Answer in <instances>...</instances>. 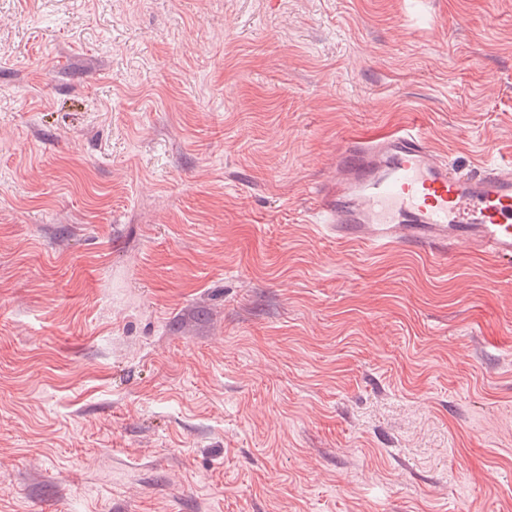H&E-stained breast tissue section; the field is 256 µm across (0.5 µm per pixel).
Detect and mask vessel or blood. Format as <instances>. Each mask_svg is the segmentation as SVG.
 <instances>
[{
  "label": "vessel or blood",
  "instance_id": "1",
  "mask_svg": "<svg viewBox=\"0 0 512 512\" xmlns=\"http://www.w3.org/2000/svg\"><path fill=\"white\" fill-rule=\"evenodd\" d=\"M326 233L374 249L455 246L512 260V157L475 170L442 160L417 126L347 137L317 187Z\"/></svg>",
  "mask_w": 512,
  "mask_h": 512
}]
</instances>
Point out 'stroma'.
<instances>
[{"label": "stroma", "mask_w": 512, "mask_h": 512, "mask_svg": "<svg viewBox=\"0 0 512 512\" xmlns=\"http://www.w3.org/2000/svg\"><path fill=\"white\" fill-rule=\"evenodd\" d=\"M408 124L512 155V0H0V512H512V262L314 218Z\"/></svg>", "instance_id": "1"}]
</instances>
